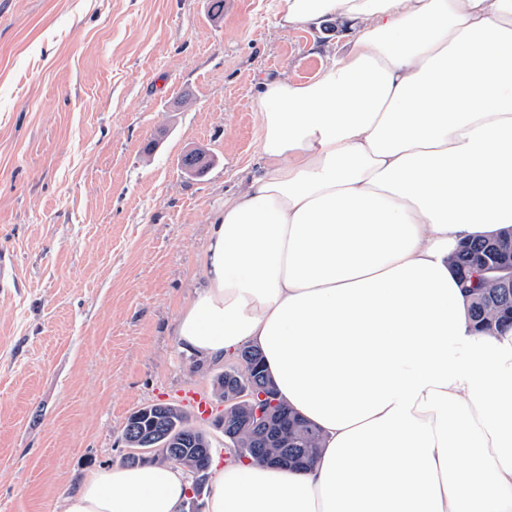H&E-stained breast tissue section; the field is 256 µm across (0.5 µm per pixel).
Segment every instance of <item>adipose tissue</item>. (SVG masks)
I'll return each instance as SVG.
<instances>
[{"instance_id": "1", "label": "adipose tissue", "mask_w": 512, "mask_h": 512, "mask_svg": "<svg viewBox=\"0 0 512 512\" xmlns=\"http://www.w3.org/2000/svg\"><path fill=\"white\" fill-rule=\"evenodd\" d=\"M354 33L261 84V165L211 219L178 336L259 347L321 432L296 471L234 456L207 512H512V326L482 331L450 257L512 229V0H281ZM181 467L93 474L65 512H181Z\"/></svg>"}]
</instances>
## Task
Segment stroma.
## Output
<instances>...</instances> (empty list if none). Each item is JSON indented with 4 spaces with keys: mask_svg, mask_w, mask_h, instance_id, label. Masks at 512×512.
<instances>
[{
    "mask_svg": "<svg viewBox=\"0 0 512 512\" xmlns=\"http://www.w3.org/2000/svg\"><path fill=\"white\" fill-rule=\"evenodd\" d=\"M278 9L0 0V512H64L132 412L238 366L177 335L211 217L259 162V84L317 77L352 35Z\"/></svg>",
    "mask_w": 512,
    "mask_h": 512,
    "instance_id": "obj_1",
    "label": "stroma"
}]
</instances>
